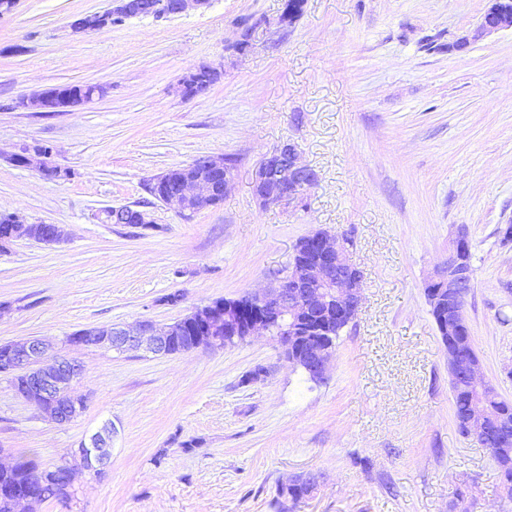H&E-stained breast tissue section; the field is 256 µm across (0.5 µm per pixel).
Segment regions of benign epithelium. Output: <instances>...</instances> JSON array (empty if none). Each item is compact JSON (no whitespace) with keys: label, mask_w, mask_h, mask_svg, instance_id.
I'll list each match as a JSON object with an SVG mask.
<instances>
[{"label":"benign epithelium","mask_w":512,"mask_h":512,"mask_svg":"<svg viewBox=\"0 0 512 512\" xmlns=\"http://www.w3.org/2000/svg\"><path fill=\"white\" fill-rule=\"evenodd\" d=\"M210 6L211 0H171L168 14L181 16L204 11ZM508 29L512 30V0H491V6L473 34L459 38L456 48L464 49L481 37ZM21 105L38 109L52 107L46 91L22 99ZM193 164L206 171L224 170L226 186L234 179L236 168L229 165L228 156L224 154L205 156ZM316 182L315 170L299 162L297 146L288 142L267 153L260 161L253 178V190L263 207L278 205L290 208L303 203L304 192ZM208 197V185L183 182L175 192L164 197V203L184 213L191 203L201 207L207 205ZM107 216L114 224L152 223L147 211H133L127 206L112 207ZM466 241L467 231L461 227L448 258L425 283L424 291L446 334L451 380H463L482 392H493L494 385L480 373L473 343L458 341V337L468 335V323L462 309L473 281V270L464 248ZM304 243L314 247L313 255L301 262L292 261L286 275L275 286L262 292L248 293L251 305L248 314H242L238 301H226L206 310L202 319L206 322L212 346H221L223 340L240 333L249 338L260 330L267 332L271 327L286 322L288 332L277 337L286 351L288 345L300 337V329L315 319L326 316L346 325L354 320L361 304L363 273L346 257L350 240L345 238L340 242L325 232H316L305 237ZM188 321L189 318L184 317L171 324L142 321L133 328L87 329L84 339L91 345H106L118 352L145 349L155 355H167ZM47 351L48 345L38 338L9 343L0 355V371L23 377L26 384L21 397L40 405L51 421L67 424L85 409L84 398L74 392V383L82 375L83 368L77 361L61 357L47 364ZM334 351L331 337L315 338L307 342V349L302 355L289 357L287 362L300 364L312 381L322 383ZM463 425L468 435L483 440L497 435L504 441L512 433V424L503 416L492 413L480 401L471 402ZM114 434L115 428L111 424L104 425L93 434L83 454L84 464L89 467L104 465L110 456Z\"/></svg>","instance_id":"benign-epithelium-1"}]
</instances>
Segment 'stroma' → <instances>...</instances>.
Wrapping results in <instances>:
<instances>
[{
	"label": "stroma",
	"instance_id": "stroma-1",
	"mask_svg": "<svg viewBox=\"0 0 512 512\" xmlns=\"http://www.w3.org/2000/svg\"><path fill=\"white\" fill-rule=\"evenodd\" d=\"M282 4L212 0L87 34L70 22L110 0H17L0 16V213L63 231L52 246L0 251V344L49 341L81 364L86 400L59 426L1 375L0 462L27 452L53 467L105 423L117 428L109 463L78 475L70 504L20 512H281L278 488L309 472L322 480L290 512L512 505L494 459L458 429L424 293L466 227V317L483 375L512 401V244L498 233L512 224V30L454 49L489 0H307L284 30ZM260 20L267 32L234 53L240 26ZM206 64L219 80L182 97L179 80ZM67 83L108 92L73 112L19 105ZM289 141L318 180L302 207L260 206L255 169ZM40 146L59 177L9 159ZM222 153L238 171L220 205L187 219L148 193L160 173ZM125 205L151 224L107 221ZM319 230L352 237L364 276L326 383L305 381L269 335L165 356L66 341L265 288ZM260 366L268 375L250 380Z\"/></svg>",
	"mask_w": 512,
	"mask_h": 512
}]
</instances>
